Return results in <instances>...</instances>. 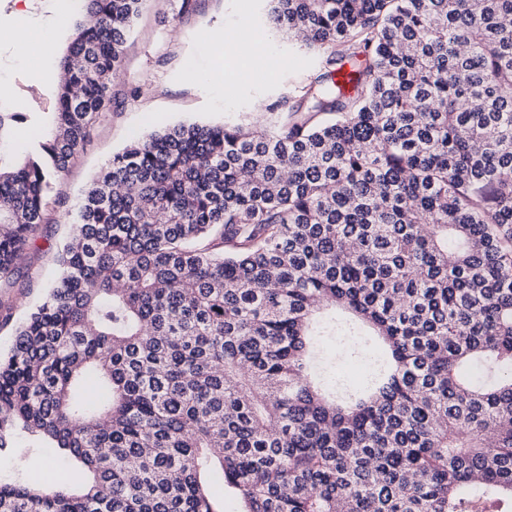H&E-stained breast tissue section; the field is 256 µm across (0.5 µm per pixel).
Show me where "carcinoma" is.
I'll use <instances>...</instances> for the list:
<instances>
[{"instance_id": "1", "label": "carcinoma", "mask_w": 512, "mask_h": 512, "mask_svg": "<svg viewBox=\"0 0 512 512\" xmlns=\"http://www.w3.org/2000/svg\"><path fill=\"white\" fill-rule=\"evenodd\" d=\"M145 2L82 0L97 22L18 167L0 112L1 280ZM270 4L321 57L288 111L137 139L85 193L0 354V450L28 436L85 481L0 483V512H224L214 471L237 512H512V0ZM324 338L382 360L331 389Z\"/></svg>"}]
</instances>
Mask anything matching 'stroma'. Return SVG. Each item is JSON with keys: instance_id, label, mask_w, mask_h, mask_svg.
Listing matches in <instances>:
<instances>
[{"instance_id": "35a3bbf8", "label": "stroma", "mask_w": 512, "mask_h": 512, "mask_svg": "<svg viewBox=\"0 0 512 512\" xmlns=\"http://www.w3.org/2000/svg\"><path fill=\"white\" fill-rule=\"evenodd\" d=\"M17 0H0V28L34 24L36 44L17 58L13 44L0 40V104L24 113L19 141L47 129L58 90L54 74L72 40V0H30L19 15ZM245 33L260 52L253 63L219 67L210 42L215 30ZM318 56L288 38L274 35L266 21L265 0H149L131 28L124 64L112 83V110L103 115L49 204L51 221L15 274L0 282V353L13 332L38 306L59 274L56 256L73 232L72 218L92 179L116 152L134 140L178 124L245 123L262 128L269 110L294 98L300 81L317 67ZM151 96H143V85ZM263 100L266 111L254 108ZM52 449L19 438L0 451V481L67 471Z\"/></svg>"}]
</instances>
